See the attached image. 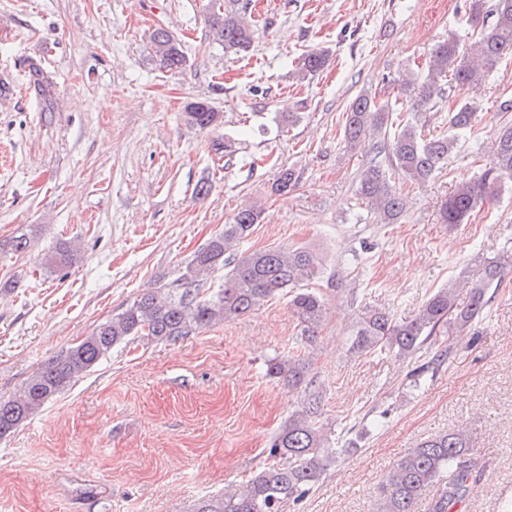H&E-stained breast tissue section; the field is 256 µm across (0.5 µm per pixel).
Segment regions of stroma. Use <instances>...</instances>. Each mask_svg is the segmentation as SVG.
Wrapping results in <instances>:
<instances>
[{
	"label": "stroma",
	"instance_id": "35a3bbf8",
	"mask_svg": "<svg viewBox=\"0 0 512 512\" xmlns=\"http://www.w3.org/2000/svg\"><path fill=\"white\" fill-rule=\"evenodd\" d=\"M238 6L255 21L244 55L213 40L209 0H0V397L145 289L174 280L241 204L255 202L264 216L244 251L303 246L322 259L310 286L331 314L311 374L323 422L341 440L360 438L287 512H372L401 456L461 425L483 468L462 512H512V271L472 327L477 342L459 343L418 386L407 373L434 346L406 359L346 352L359 310L411 316L462 273L512 256V191L467 223L440 220L448 196L488 159L499 104L512 98V59L422 113L430 135L461 105L476 104L479 117L430 181L397 178L407 213L380 224L356 192L375 145L348 151L343 114L363 92L398 99L402 71L425 67L448 35L474 39L468 0ZM159 26L181 39L185 71L160 68L151 42ZM314 49L328 52L326 66L298 78ZM33 62L55 86L51 110L36 99ZM194 100L221 112V125H186ZM283 166L298 183L278 196L270 187ZM204 181L212 189L196 198ZM26 232L29 248L14 254ZM61 241L77 244V259L47 270L42 256ZM294 326L277 297L175 343L113 350L0 440V512H194L199 499L243 486L301 398L266 372L293 350Z\"/></svg>",
	"mask_w": 512,
	"mask_h": 512
}]
</instances>
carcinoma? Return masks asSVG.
Masks as SVG:
<instances>
[{"label": "carcinoma", "instance_id": "obj_1", "mask_svg": "<svg viewBox=\"0 0 512 512\" xmlns=\"http://www.w3.org/2000/svg\"><path fill=\"white\" fill-rule=\"evenodd\" d=\"M238 0H214L208 26L224 51L234 54L250 50L252 30L241 14ZM475 20L481 21L479 37L462 42L454 36L431 49L424 78L408 77L400 87L406 108L392 109L369 94L351 100L345 112L343 136L349 147L367 137L381 136L378 153L387 164L372 162L360 173L357 192L382 224H395L406 211V199L392 185L395 175L423 182L441 171L459 136L472 131L475 109L463 105L448 113V131L426 136L419 114L433 108L445 88L478 84L480 74L502 59L512 58V0H497L483 11L482 0H472ZM492 22H487V17ZM155 57L160 68L178 72L187 66L181 42L163 27L152 33ZM328 61L324 51L305 54L299 73L306 77L321 71ZM34 90L46 104L53 100L52 83L32 65ZM186 122L200 130L216 127L222 115L206 101H193L185 108ZM297 184L292 170L283 168L271 186L273 193L286 195ZM512 184V123L496 129L489 162L479 177L458 186L442 205L441 222L463 224L474 210L498 198ZM257 204L237 209L224 231L212 236L196 251L170 283L145 292L120 313L96 326L90 336L49 358L25 381L13 397H0V439L15 432L47 402L91 371L115 348L134 343H175L190 333L248 317L276 297L288 299L296 321V344L300 353L269 361L268 375L301 390L302 396L281 428L265 448L267 463L248 479L240 491L201 500L196 512H284L315 487L330 463L344 449L331 446V438L320 421L321 395L310 377L311 358L326 315L324 297L308 288L321 262L307 248L274 247L262 251L240 250L263 220ZM76 250L61 242L44 256L49 269L72 266ZM224 271V281L214 289L207 276ZM497 264L485 267L481 276H461L432 292L415 314L396 320L388 312L364 309L351 326L348 352L363 356L376 351L413 355L445 327L461 336L483 316L490 302L489 288L502 281ZM467 289L469 300L458 303V291ZM467 427L435 435L404 454L387 476L388 488L376 500L374 512H415L420 496L429 489L431 512H460L477 492L482 474Z\"/></svg>", "mask_w": 512, "mask_h": 512}]
</instances>
